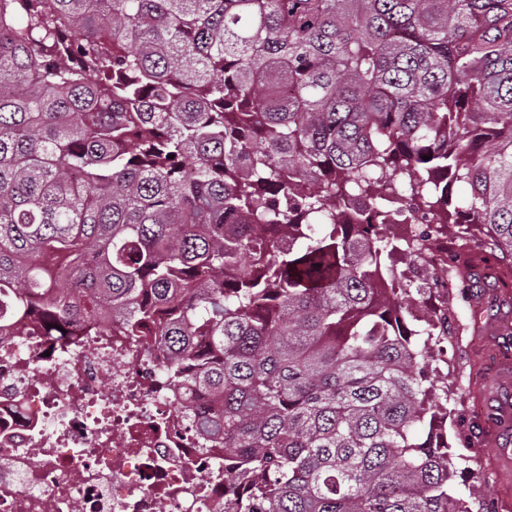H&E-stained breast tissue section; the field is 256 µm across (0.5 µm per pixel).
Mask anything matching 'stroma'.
<instances>
[{"instance_id": "35a3bbf8", "label": "stroma", "mask_w": 512, "mask_h": 512, "mask_svg": "<svg viewBox=\"0 0 512 512\" xmlns=\"http://www.w3.org/2000/svg\"><path fill=\"white\" fill-rule=\"evenodd\" d=\"M468 278L448 291L458 333L437 378L448 381V442L471 458L462 493L490 512H512V262L470 247L460 256Z\"/></svg>"}]
</instances>
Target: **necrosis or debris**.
<instances>
[{
	"label": "necrosis or debris",
	"mask_w": 512,
	"mask_h": 512,
	"mask_svg": "<svg viewBox=\"0 0 512 512\" xmlns=\"http://www.w3.org/2000/svg\"><path fill=\"white\" fill-rule=\"evenodd\" d=\"M164 358L110 321L74 346L0 332V512H224V444L201 447Z\"/></svg>",
	"instance_id": "4bbe7bcc"
}]
</instances>
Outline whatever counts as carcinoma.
Returning <instances> with one entry per match:
<instances>
[{"instance_id": "carcinoma-1", "label": "carcinoma", "mask_w": 512, "mask_h": 512, "mask_svg": "<svg viewBox=\"0 0 512 512\" xmlns=\"http://www.w3.org/2000/svg\"><path fill=\"white\" fill-rule=\"evenodd\" d=\"M450 224L512 261V0H0V324L162 337L232 512H491L394 264ZM381 222L376 224H386L390 232L400 238H412L422 234L427 230V224H421L422 221L413 216L409 218L406 213L393 215V219H388L384 214L380 215Z\"/></svg>"}]
</instances>
